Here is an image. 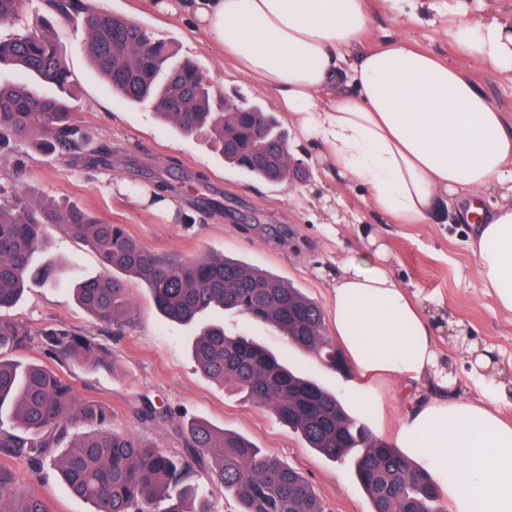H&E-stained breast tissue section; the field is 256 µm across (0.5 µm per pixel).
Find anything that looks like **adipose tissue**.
Segmentation results:
<instances>
[{
  "instance_id": "adipose-tissue-1",
  "label": "adipose tissue",
  "mask_w": 512,
  "mask_h": 512,
  "mask_svg": "<svg viewBox=\"0 0 512 512\" xmlns=\"http://www.w3.org/2000/svg\"><path fill=\"white\" fill-rule=\"evenodd\" d=\"M189 21L236 71L275 94L343 184L364 187L393 224H426L450 203L472 226L483 288L512 313V119L458 68L396 40L367 50V0H149ZM449 37L473 61L512 72V30L460 16ZM332 336L363 379L401 382L399 437L427 448L428 472L449 512H512V393L489 362H473L476 393L460 396L439 328L404 287L384 246L369 239L330 282Z\"/></svg>"
}]
</instances>
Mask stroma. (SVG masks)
I'll return each instance as SVG.
<instances>
[{
    "label": "stroma",
    "instance_id": "obj_1",
    "mask_svg": "<svg viewBox=\"0 0 512 512\" xmlns=\"http://www.w3.org/2000/svg\"><path fill=\"white\" fill-rule=\"evenodd\" d=\"M101 7L147 29L172 46L178 58L196 61L215 95L234 104L246 101L275 110L273 92L257 90L181 19L152 10L147 0H103ZM369 7L372 28L367 47L383 46L392 37L402 39L460 68L493 105L512 114V74L471 61L448 38L457 11L508 23L512 0H437L433 6L420 5L412 16L393 7L390 0H369ZM53 36L77 83L75 116L92 145L111 148L112 165L90 170L79 159L51 160L26 141L19 146L17 162L0 160V182H11L29 196L76 202L105 222L124 225L145 246L175 260L218 253L271 271L324 309L329 306L331 272L340 262L355 258L368 237H376L386 245L396 275L429 298L431 315L461 323L471 340L489 351L497 378L512 381V314L497 310L485 294L478 259L468 246L471 227L461 223L454 211L443 212L429 224L388 223L365 202L364 188H345L330 176L317 149L284 117L279 123L301 170L279 184L255 179L225 162L205 138L184 137L161 124L148 108L117 98L84 51V15L55 25ZM160 181L172 186L181 199L184 219L152 211L135 199L133 186ZM207 198L221 200L223 209L203 208ZM41 259L66 263V275L55 284L27 289L7 309V317L35 331L55 325L87 336L106 348L107 362H61L45 355L36 343L0 351V357L39 362L62 374L79 398L110 408L112 431L141 437L178 454L184 448V424L200 418L216 429L245 435L296 468L311 483L326 512H370L369 500L348 465L307 448L272 410L201 373L191 354L198 324L164 319L147 288L130 276L126 286L132 321L121 335H113L71 293L76 282L103 272L98 254L82 239L55 230L51 248ZM224 328L270 349L343 402H350L360 387H368L373 408L366 415L367 425L389 445L399 443L403 406L396 382L365 385L353 370L338 371L276 329L233 312L225 313ZM144 396L168 410L165 425L142 421L135 414L134 406ZM10 467L17 485L35 489L49 512H92V504L71 495L54 473L37 479L27 462L14 461Z\"/></svg>",
    "mask_w": 512,
    "mask_h": 512
}]
</instances>
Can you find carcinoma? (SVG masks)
I'll list each match as a JSON object with an SVG mask.
<instances>
[{
  "label": "carcinoma",
  "instance_id": "carcinoma-1",
  "mask_svg": "<svg viewBox=\"0 0 512 512\" xmlns=\"http://www.w3.org/2000/svg\"><path fill=\"white\" fill-rule=\"evenodd\" d=\"M28 0H0V67L14 66L54 85L55 97L34 84L0 81V158H12L27 140L48 155L79 156L87 167L112 165V151L90 148L75 122L74 78L50 26H26ZM47 11L67 19L87 14L86 51L112 91L128 104L148 106L185 137L209 133L212 146L254 177L288 179L287 143L270 112H218L204 72L191 61L171 62L173 51L151 33L83 0H44ZM62 227L101 257L106 272L74 289L82 308L121 330L131 320L127 288L119 274L142 281L165 319L193 323L208 312L231 311L272 326L296 346L341 370L344 361L325 331L320 305L268 271L222 255L177 261L132 237L122 224H105L67 200L33 199L0 182V311L12 307L26 286L47 285L61 270L34 265ZM39 338L60 361L72 357L98 364L103 347L66 328L38 332L0 315V349ZM199 370L248 399L269 407L308 447L350 465L366 493L370 512H444L441 491L412 457L378 440L363 423L367 405L350 411L335 395L302 377L272 352L224 331V321L204 324L192 348ZM145 421L163 425L165 410L146 400L136 407ZM101 405L77 398L73 385L35 362L0 358V512H49L43 498L18 488L5 462L22 460L36 476L55 470L70 493L93 503L95 512H209L196 502L195 476L209 473L233 496L239 512H325L311 484L295 468L245 436L217 431L195 419L184 426L185 448L171 455L134 435L108 429Z\"/></svg>",
  "mask_w": 512,
  "mask_h": 512
}]
</instances>
